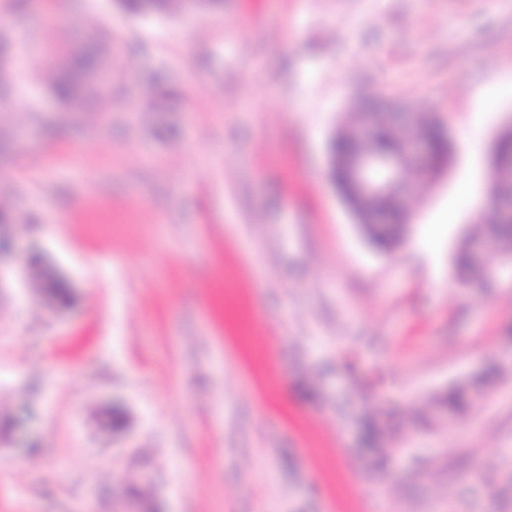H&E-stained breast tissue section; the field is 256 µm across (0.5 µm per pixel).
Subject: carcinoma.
Segmentation results:
<instances>
[{
	"instance_id": "cac0c4a2",
	"label": "carcinoma",
	"mask_w": 512,
	"mask_h": 512,
	"mask_svg": "<svg viewBox=\"0 0 512 512\" xmlns=\"http://www.w3.org/2000/svg\"><path fill=\"white\" fill-rule=\"evenodd\" d=\"M122 8L129 14L139 15L152 10L166 12L178 9L184 17L192 16L193 3L190 0H120ZM36 65L46 82L51 95L69 112L85 111V104L91 97L98 103L112 97V68L105 62L78 54L56 53L53 57L37 55ZM417 133L424 137L440 163L445 165L452 157V143L445 130L426 113H416ZM360 118H355L352 132H339L331 141L336 156L341 158L357 151L375 157L386 156L399 150L403 138L400 130L384 121L374 125L371 135L362 140L357 137ZM491 161L498 167L502 177L492 188L495 199L504 204L512 200V134L503 131L494 140ZM389 224L380 226L370 243L380 251L389 250L394 243L391 225L400 223L402 210L397 200L388 205ZM469 236L485 242L487 251L496 255L512 252V219L497 218L488 224H473Z\"/></svg>"
}]
</instances>
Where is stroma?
<instances>
[{
	"label": "stroma",
	"instance_id": "35a3bbf8",
	"mask_svg": "<svg viewBox=\"0 0 512 512\" xmlns=\"http://www.w3.org/2000/svg\"><path fill=\"white\" fill-rule=\"evenodd\" d=\"M0 29V512H512V270L453 264L492 215L512 0H39ZM102 37L109 110L63 111L32 44ZM362 98L453 144L387 254L327 176ZM191 0H152L147 4L145 0H120L122 8L129 14L139 15L146 12H166L171 9H179L184 17L189 18L193 14ZM151 8L150 10H147Z\"/></svg>",
	"mask_w": 512,
	"mask_h": 512
}]
</instances>
